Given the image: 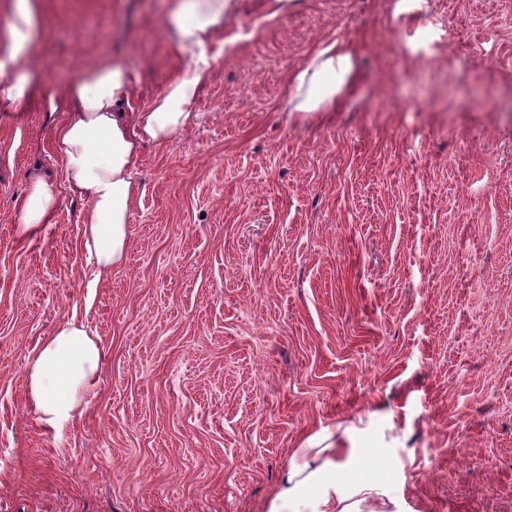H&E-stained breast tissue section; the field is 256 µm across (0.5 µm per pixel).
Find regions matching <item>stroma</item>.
Wrapping results in <instances>:
<instances>
[{"mask_svg": "<svg viewBox=\"0 0 512 512\" xmlns=\"http://www.w3.org/2000/svg\"><path fill=\"white\" fill-rule=\"evenodd\" d=\"M234 4L101 271L46 98L113 54L137 111L181 58L166 0H34L39 93L0 104V512H265L293 448L356 425L391 512H512V0ZM335 39L356 73L298 119L289 77ZM36 170L59 205L25 236ZM70 319L106 359L57 431L26 363Z\"/></svg>", "mask_w": 512, "mask_h": 512, "instance_id": "35a3bbf8", "label": "stroma"}]
</instances>
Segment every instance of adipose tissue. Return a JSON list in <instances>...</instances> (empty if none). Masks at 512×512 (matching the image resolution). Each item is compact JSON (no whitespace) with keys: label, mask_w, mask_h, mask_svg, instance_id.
Masks as SVG:
<instances>
[{"label":"adipose tissue","mask_w":512,"mask_h":512,"mask_svg":"<svg viewBox=\"0 0 512 512\" xmlns=\"http://www.w3.org/2000/svg\"><path fill=\"white\" fill-rule=\"evenodd\" d=\"M12 19V44L0 56V99L25 106L35 87L24 60L39 31L31 0ZM232 0H170V36L182 57L181 73L137 112L127 110L131 78L122 57L107 55L83 67L60 92L50 94L52 111L64 117L54 127V143L63 162L69 191L85 200L82 246L98 267L120 265L126 256L129 216L135 185L132 165L142 145L168 142L195 119L197 91L222 43L224 16ZM355 71L353 53L339 41L323 46L307 69L293 77L306 93L298 109L323 112ZM53 183L29 181L19 222L31 233L48 223L57 207ZM104 351L83 324H60L29 357L27 397L50 428L68 423L98 378ZM362 461L357 444L336 447L330 435L317 433L294 449L266 512H386L391 488L353 473Z\"/></svg>","instance_id":"ef3b65f1"}]
</instances>
